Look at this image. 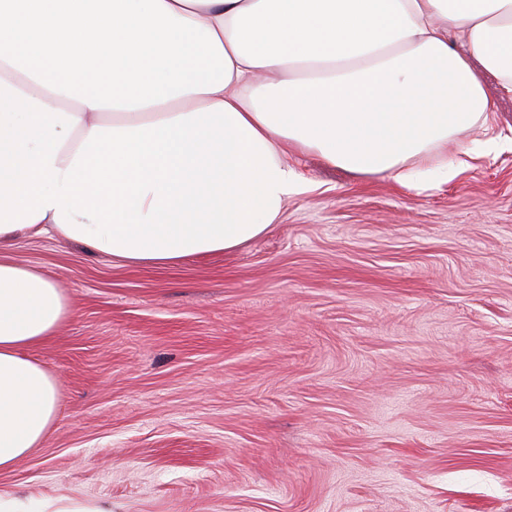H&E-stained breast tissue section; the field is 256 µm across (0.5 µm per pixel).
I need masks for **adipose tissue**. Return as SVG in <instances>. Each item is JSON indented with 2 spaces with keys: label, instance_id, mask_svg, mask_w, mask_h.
<instances>
[{
  "label": "adipose tissue",
  "instance_id": "ef3b65f1",
  "mask_svg": "<svg viewBox=\"0 0 512 512\" xmlns=\"http://www.w3.org/2000/svg\"><path fill=\"white\" fill-rule=\"evenodd\" d=\"M489 77L512 94V0H0V469L54 426L56 378L25 351L70 313L13 241L141 266L235 249L301 185L284 145L405 182L437 148L468 154L454 136L487 124Z\"/></svg>",
  "mask_w": 512,
  "mask_h": 512
}]
</instances>
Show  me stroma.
Returning <instances> with one entry per match:
<instances>
[{
    "label": "stroma",
    "instance_id": "obj_1",
    "mask_svg": "<svg viewBox=\"0 0 512 512\" xmlns=\"http://www.w3.org/2000/svg\"><path fill=\"white\" fill-rule=\"evenodd\" d=\"M499 149L407 187L289 149L278 223L168 267L43 235L8 253L71 312L0 491L112 512H512V97Z\"/></svg>",
    "mask_w": 512,
    "mask_h": 512
}]
</instances>
